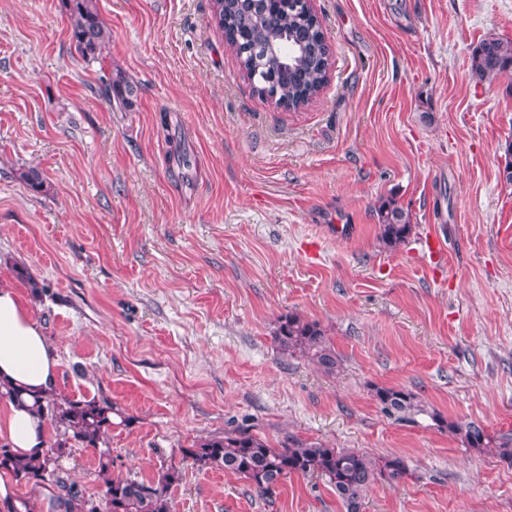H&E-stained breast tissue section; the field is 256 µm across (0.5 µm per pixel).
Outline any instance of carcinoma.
<instances>
[{
    "instance_id": "1",
    "label": "carcinoma",
    "mask_w": 512,
    "mask_h": 512,
    "mask_svg": "<svg viewBox=\"0 0 512 512\" xmlns=\"http://www.w3.org/2000/svg\"><path fill=\"white\" fill-rule=\"evenodd\" d=\"M71 39L77 53L87 63L103 64L111 32L89 0H69ZM218 29L227 47L235 53L241 70L258 72V95L276 98L285 108L296 109L315 98L328 80L331 52L321 37L319 27L303 13L288 12L286 5L274 0H219L214 13ZM271 44H291L295 52L284 67L263 60V48ZM512 69V40L488 37L471 57L473 79L492 81ZM101 93L119 108L130 105L134 87L122 75L100 68ZM379 239L390 249L405 243L414 224L408 209L396 199L380 202L377 207ZM34 302L42 301L46 286L25 269L16 271ZM274 341L280 354L306 358L327 374L339 368V359L320 322L298 314L280 317ZM375 398L381 408L399 420L409 419L421 408L415 395L402 389L380 387ZM0 402L20 405L22 389L0 382ZM32 409L52 429L40 451L22 457L7 442H0V475L31 487V492L48 491L56 512H173L171 489L182 480V471L171 465L157 480L145 483L132 478L112 476V455L106 447L109 431L119 414L106 401L62 396L52 391L33 397ZM433 419L461 437L469 448H492L497 456L512 465V435H489L475 423L461 425L445 421L439 414ZM98 454V473L103 482L101 495L88 493L61 468L60 461L74 445ZM185 456L210 469L246 479L262 495L273 492L282 479L298 475L319 477L331 486L344 512H362L370 487L382 480L408 476L400 457L374 458L353 448H335L321 441H308L293 435L284 437L274 448L245 429L224 433L200 441L185 450ZM0 512H37L36 501L11 498L0 501Z\"/></svg>"
}]
</instances>
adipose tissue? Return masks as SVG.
<instances>
[{
	"instance_id": "1",
	"label": "adipose tissue",
	"mask_w": 512,
	"mask_h": 512,
	"mask_svg": "<svg viewBox=\"0 0 512 512\" xmlns=\"http://www.w3.org/2000/svg\"><path fill=\"white\" fill-rule=\"evenodd\" d=\"M57 358L41 325L32 318L16 288L0 282V379L39 394L53 388ZM45 424L26 407H10L0 417V438L21 453L40 447Z\"/></svg>"
}]
</instances>
